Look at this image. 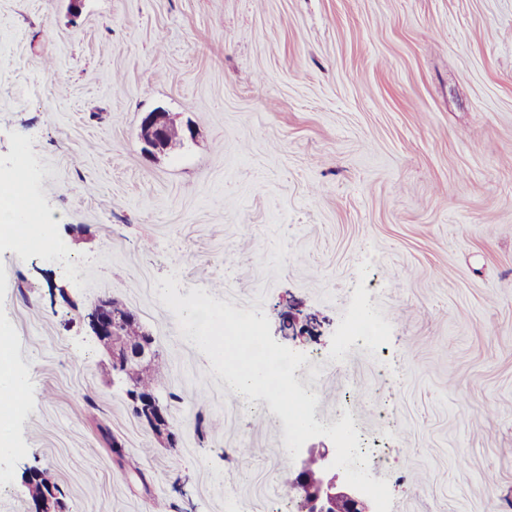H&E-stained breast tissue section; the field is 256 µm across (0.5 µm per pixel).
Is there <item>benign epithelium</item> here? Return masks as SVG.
Masks as SVG:
<instances>
[{
  "mask_svg": "<svg viewBox=\"0 0 512 512\" xmlns=\"http://www.w3.org/2000/svg\"><path fill=\"white\" fill-rule=\"evenodd\" d=\"M177 131L169 120L157 118V113H147L141 122V138L144 151L151 155L164 153ZM89 326L99 344L110 355L112 369L127 382L128 398L132 401L136 416L152 430L156 440L166 444L173 439L169 414L156 394L139 397L138 388L128 381L133 364L143 363L156 355L152 338L140 347L131 349L121 333V314L112 311L110 299H99L88 315ZM334 456L329 449H320L316 469L310 461H303L301 469L292 481L300 493L302 512H373L370 500L362 492L351 487L340 477L338 469L331 467ZM23 483L34 506V512H65L61 494L43 471L34 468L25 472Z\"/></svg>",
  "mask_w": 512,
  "mask_h": 512,
  "instance_id": "7a95c632",
  "label": "benign epithelium"
}]
</instances>
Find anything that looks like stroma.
<instances>
[{
  "instance_id": "stroma-1",
  "label": "stroma",
  "mask_w": 512,
  "mask_h": 512,
  "mask_svg": "<svg viewBox=\"0 0 512 512\" xmlns=\"http://www.w3.org/2000/svg\"><path fill=\"white\" fill-rule=\"evenodd\" d=\"M158 109L182 136L154 157ZM12 131L69 249L0 253L16 469L67 512H301L282 417L231 395L166 276L306 354L314 421L378 448L390 512H512V0H0V155ZM103 296L155 338L173 447L112 378ZM158 112L147 113L141 122V138L144 151L151 155L164 153L172 143L177 131L166 117L157 118ZM23 483L34 506V512H65L61 494L43 471L34 468L25 472Z\"/></svg>"
}]
</instances>
